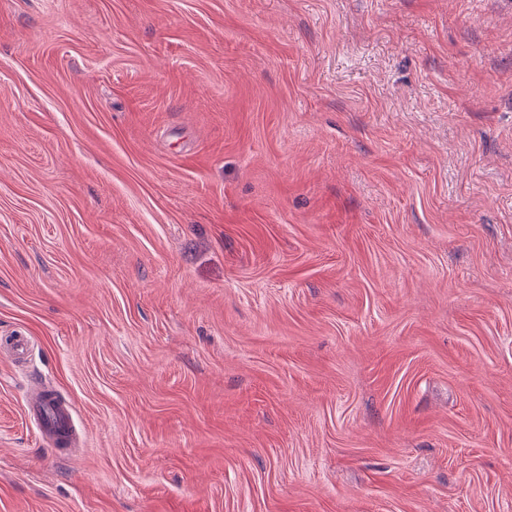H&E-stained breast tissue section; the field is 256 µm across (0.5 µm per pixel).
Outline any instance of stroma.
I'll return each mask as SVG.
<instances>
[{
  "label": "stroma",
  "instance_id": "1",
  "mask_svg": "<svg viewBox=\"0 0 512 512\" xmlns=\"http://www.w3.org/2000/svg\"><path fill=\"white\" fill-rule=\"evenodd\" d=\"M9 336L0 512H512V0H0ZM48 409L51 410V418L46 416ZM73 412L74 410L71 405L60 404L54 406L48 402L39 401L38 397L35 398V403L32 407V413L39 419L43 435H45L44 431L57 436L58 430L60 429L70 430L73 421Z\"/></svg>",
  "mask_w": 512,
  "mask_h": 512
}]
</instances>
